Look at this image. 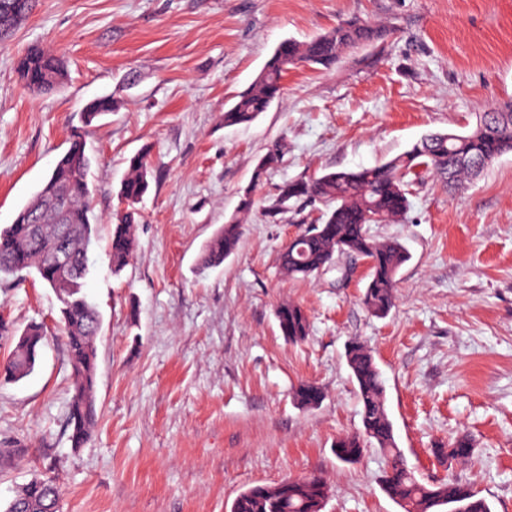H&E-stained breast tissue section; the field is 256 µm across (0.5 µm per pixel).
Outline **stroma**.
I'll use <instances>...</instances> for the list:
<instances>
[{
	"mask_svg": "<svg viewBox=\"0 0 512 512\" xmlns=\"http://www.w3.org/2000/svg\"><path fill=\"white\" fill-rule=\"evenodd\" d=\"M352 18L388 28L387 41L330 70L290 69L268 112L223 125L225 105L282 39L306 41ZM34 44L67 62L53 91H30L14 73ZM105 94L115 112L83 126V106ZM510 97L512 0H35L0 45V226L81 136L96 218L84 291L103 319L97 422L72 447L55 293L35 276L0 285L1 316L47 331L34 372L0 385V446L21 450L0 460V512L35 475L58 479L61 512H227L247 487L309 474L328 483L325 512H401L380 487L381 453L355 464L334 454L361 427L345 361L355 339L375 352L395 441L416 476H453L492 512H512V153L453 193L426 175L406 217L373 225L410 253L384 318L362 303V262L343 257L282 280L280 253L318 208L267 214L285 181L378 164L425 134L470 129ZM273 149L278 163L251 185ZM143 150L150 188L133 258L116 277V192ZM248 188L255 204L239 250L200 269ZM285 299L309 317L304 342L279 330ZM303 381L322 387L318 408L295 405ZM460 434L474 457L445 469L432 450Z\"/></svg>",
	"mask_w": 512,
	"mask_h": 512,
	"instance_id": "stroma-1",
	"label": "stroma"
}]
</instances>
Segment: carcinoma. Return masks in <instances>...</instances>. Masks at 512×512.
<instances>
[{
  "label": "carcinoma",
  "mask_w": 512,
  "mask_h": 512,
  "mask_svg": "<svg viewBox=\"0 0 512 512\" xmlns=\"http://www.w3.org/2000/svg\"><path fill=\"white\" fill-rule=\"evenodd\" d=\"M387 31L369 22L346 20L308 41L282 40L265 61L251 84L224 109V126L248 125L279 100L288 69L319 66L331 69L348 51L385 40ZM20 81L37 92L52 90L66 79L63 60L40 45L29 48L16 63ZM116 109V101L102 96L83 108V124L90 125ZM512 152V99L463 133L436 132L423 136L405 152L372 167L334 170L310 180H289L279 193L269 216L284 214L300 204L323 206L318 222L288 242L280 255V272L292 280H304L336 265L341 255L360 257L368 263V282L363 303L377 317L388 316L395 305L397 277L409 260L402 243L381 241L371 233V225L386 224L404 217L410 209V188L421 173L429 172L455 189L468 177L476 176L494 160ZM278 161L268 152L257 164L253 184H258ZM90 158L85 144L75 139L55 162L34 196L18 212L13 223L0 228V280L35 274L51 288L59 302L60 323L72 370L71 403L68 414L70 441L81 447L96 422L95 387L97 376L96 338L101 328L97 308L82 293L89 273L88 251L94 233L89 205L91 190L87 180ZM149 154L139 152L129 159L121 181L110 236L112 272L120 275L134 252L138 205L149 189ZM254 204L246 191L239 210L205 246L200 265L217 267L233 256L240 245L243 220ZM65 246L69 263L60 267L53 255ZM282 336L291 343L305 340L310 322L306 311L293 302H283L275 310ZM14 347L0 364V384L17 383L35 369L45 334L38 323L19 330L0 319V340ZM345 359L361 404L362 427L336 442V458L343 463L360 460L369 448L386 459L382 490L403 512H492L490 505L467 485L449 477L423 482L407 466L397 448L393 423L386 405V388L374 352L354 340L345 350ZM324 400V391L305 381L294 392V401L303 409H314ZM436 458L453 468L469 461L473 444L460 435L433 448ZM61 488L50 478H33L17 489L4 512H59ZM329 498L326 480L317 474L302 482L285 485H255L241 491L227 512H324Z\"/></svg>",
  "instance_id": "carcinoma-1"
}]
</instances>
